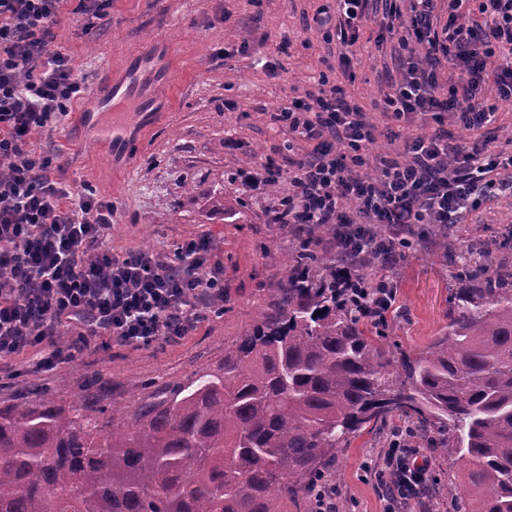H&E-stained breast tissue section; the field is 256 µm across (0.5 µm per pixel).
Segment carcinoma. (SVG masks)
Returning a JSON list of instances; mask_svg holds the SVG:
<instances>
[{
  "mask_svg": "<svg viewBox=\"0 0 512 512\" xmlns=\"http://www.w3.org/2000/svg\"><path fill=\"white\" fill-rule=\"evenodd\" d=\"M322 224L288 244V277L224 361L123 408L32 397L0 408V512H313L336 448L392 417L459 463L448 512H512V261L488 243L448 263V326L412 356L337 288ZM381 262L353 272L364 288Z\"/></svg>",
  "mask_w": 512,
  "mask_h": 512,
  "instance_id": "obj_1",
  "label": "carcinoma"
}]
</instances>
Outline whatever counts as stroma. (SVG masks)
Wrapping results in <instances>:
<instances>
[{"label": "stroma", "instance_id": "35a3bbf8", "mask_svg": "<svg viewBox=\"0 0 512 512\" xmlns=\"http://www.w3.org/2000/svg\"><path fill=\"white\" fill-rule=\"evenodd\" d=\"M322 0H112L103 25L85 32L71 14L53 27L86 85L119 64L134 67L151 52L168 55L174 81L156 90L166 116L128 164L88 139L76 113L52 132L36 135L35 149L61 151L63 176L76 191L112 200L113 253L150 249L169 256L173 244L208 235L224 265L226 313L200 324L177 344L145 349L111 347L55 371L32 374L22 360H0L8 384L0 406L23 396L55 405L92 393L96 403L137 408L215 367L224 348L250 331L259 307L288 275L281 255L291 238L275 222L288 183L259 193L243 191L238 174L273 161L287 165L308 152L290 141L273 119L295 97L317 93L323 57L339 53L318 29L303 30L304 15ZM354 63L355 89L377 97L398 55L395 40L377 25L363 31ZM287 42V53L277 51ZM512 237V194L488 202L466 223L448 230L449 248L470 238ZM398 302L388 316L389 339L409 353L422 352L448 324V277L433 243L407 250L395 267ZM392 425L363 431L337 449L325 475L336 487L337 512H383L384 503L363 466L388 445Z\"/></svg>", "mask_w": 512, "mask_h": 512}]
</instances>
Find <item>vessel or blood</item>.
Masks as SVG:
<instances>
[{"instance_id": "vessel-or-blood-1", "label": "vessel or blood", "mask_w": 512, "mask_h": 512, "mask_svg": "<svg viewBox=\"0 0 512 512\" xmlns=\"http://www.w3.org/2000/svg\"><path fill=\"white\" fill-rule=\"evenodd\" d=\"M168 71L165 59L155 56L145 70L118 67L96 84L91 95L94 105L80 113L79 119L102 149L123 158L148 139L153 130L148 117L161 102L153 96L147 80Z\"/></svg>"}]
</instances>
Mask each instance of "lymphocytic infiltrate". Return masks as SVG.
I'll return each mask as SVG.
<instances>
[{"mask_svg": "<svg viewBox=\"0 0 512 512\" xmlns=\"http://www.w3.org/2000/svg\"><path fill=\"white\" fill-rule=\"evenodd\" d=\"M312 21L326 43L344 51L318 76V93L282 106L274 119L311 150L288 167L272 163L241 171L245 191L287 179L282 223L336 227V250L355 252L375 229L405 241L416 224H458L484 202L512 191V168L478 133L512 101V0H384L379 27L401 54L387 90L363 106L347 89L355 82L348 47L370 21L372 0H337ZM110 0H0V359H24L29 371L49 372L91 348L115 343L140 348L158 339L179 341L224 302V269L207 236L175 244L173 260L151 250L118 256L107 244L115 206L94 192L76 191L61 177L59 155L31 149L35 134L56 127L87 95L86 85L52 26L71 11L84 28L107 16ZM342 69L345 84L333 73ZM450 69L448 83L440 70ZM386 120L377 128L369 111ZM467 133L452 141L446 118ZM420 126L394 155L373 153L379 138L395 139L401 125ZM374 174H367V167ZM386 502L402 512L422 502L430 461L421 448L394 434L369 469Z\"/></svg>", "mask_w": 512, "mask_h": 512, "instance_id": "1", "label": "lymphocytic infiltrate"}]
</instances>
